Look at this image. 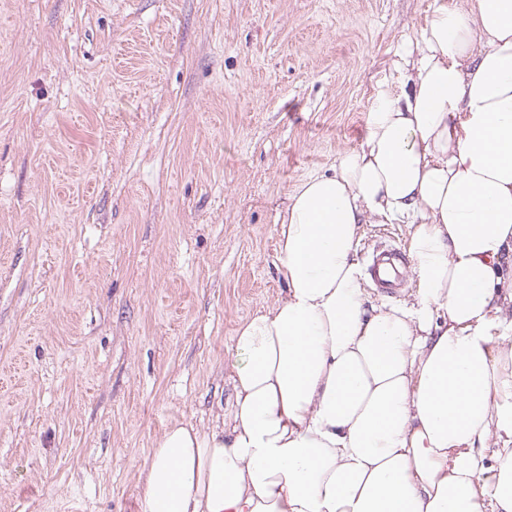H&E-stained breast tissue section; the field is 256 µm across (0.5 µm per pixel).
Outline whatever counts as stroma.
Listing matches in <instances>:
<instances>
[{
  "label": "stroma",
  "instance_id": "obj_1",
  "mask_svg": "<svg viewBox=\"0 0 512 512\" xmlns=\"http://www.w3.org/2000/svg\"><path fill=\"white\" fill-rule=\"evenodd\" d=\"M432 3L0 0V512H135L215 425L290 195Z\"/></svg>",
  "mask_w": 512,
  "mask_h": 512
}]
</instances>
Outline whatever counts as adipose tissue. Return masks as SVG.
I'll use <instances>...</instances> for the list:
<instances>
[{"instance_id":"obj_1","label":"adipose tissue","mask_w":512,"mask_h":512,"mask_svg":"<svg viewBox=\"0 0 512 512\" xmlns=\"http://www.w3.org/2000/svg\"><path fill=\"white\" fill-rule=\"evenodd\" d=\"M369 222L408 225L412 299L366 295ZM276 231L284 294L235 333L221 422L164 432L138 512H512V0H434Z\"/></svg>"}]
</instances>
